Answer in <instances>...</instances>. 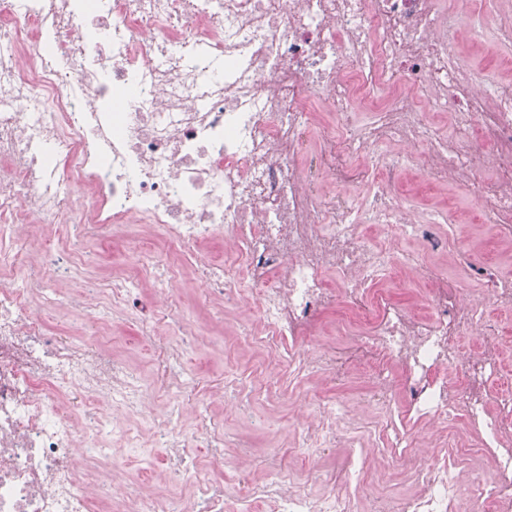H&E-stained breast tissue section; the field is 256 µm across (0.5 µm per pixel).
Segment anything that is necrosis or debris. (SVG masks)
<instances>
[{"mask_svg": "<svg viewBox=\"0 0 512 512\" xmlns=\"http://www.w3.org/2000/svg\"><path fill=\"white\" fill-rule=\"evenodd\" d=\"M482 0H0V512H512V388L483 303L512 310V276L456 251L464 295L425 273L453 248L447 218L407 206L402 173L456 185L477 223L512 243V82L483 83L458 44L496 33L512 7ZM332 121L316 123L320 106ZM371 122L352 125L354 107ZM448 114L451 134L433 118ZM319 147L297 149L310 131ZM402 146L387 160L378 144ZM485 178H477L476 170ZM374 188L366 206L351 191ZM415 240L401 257L361 225ZM112 236L135 263L102 279L77 237ZM223 240L216 257L207 244ZM206 302L246 300L234 335L294 396L288 443L256 449L212 405L245 411L247 371L201 390L178 339L176 273ZM167 278H160L159 268ZM415 278L427 315L382 282ZM344 308L339 350H311L322 311ZM71 323L51 331L44 312ZM134 322L154 353L144 380L117 349ZM172 333L162 340L160 324ZM477 329L481 340L467 346ZM370 371L361 404L311 405L290 377ZM167 449L161 481L108 465L112 439ZM335 460L326 489L304 465ZM405 492L356 501L345 473ZM489 470L491 483L477 470Z\"/></svg>", "mask_w": 512, "mask_h": 512, "instance_id": "necrosis-or-debris-1", "label": "necrosis or debris"}]
</instances>
